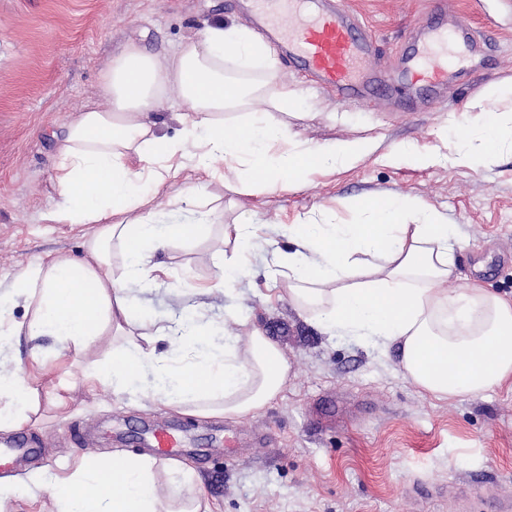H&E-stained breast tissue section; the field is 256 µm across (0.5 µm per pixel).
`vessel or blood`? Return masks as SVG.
Here are the masks:
<instances>
[{
	"label": "vessel or blood",
	"mask_w": 512,
	"mask_h": 512,
	"mask_svg": "<svg viewBox=\"0 0 512 512\" xmlns=\"http://www.w3.org/2000/svg\"><path fill=\"white\" fill-rule=\"evenodd\" d=\"M271 2L247 0L255 24L311 81L330 87L342 103L394 96L404 111H414L421 98L440 93L450 80L475 68L486 46L482 32L438 0L406 44L397 72L373 71L365 65L373 43L339 0H285L283 16L271 9ZM151 447L163 458L183 452L179 437L168 428L152 432ZM32 453L23 434H16L0 443V470Z\"/></svg>",
	"instance_id": "1"
}]
</instances>
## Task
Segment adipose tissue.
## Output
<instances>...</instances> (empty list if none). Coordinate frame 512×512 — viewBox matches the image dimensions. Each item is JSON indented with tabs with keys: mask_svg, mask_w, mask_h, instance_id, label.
<instances>
[{
	"mask_svg": "<svg viewBox=\"0 0 512 512\" xmlns=\"http://www.w3.org/2000/svg\"><path fill=\"white\" fill-rule=\"evenodd\" d=\"M179 100L172 117L177 136L159 134L154 115L170 91ZM107 107L88 105L65 124L52 179L58 191L43 213L49 224H94L82 257L56 255L28 264L0 295V352L16 336H52L77 349L106 331L124 332L139 315L128 294L156 287L168 269L158 261L178 241L209 236L214 215L199 212L187 224H163L148 210L146 188L161 187L176 168L210 179L238 169L258 192L292 188L320 171L357 163L369 139L298 148L285 113L301 110L297 90L281 84L274 53L244 25H209L201 38L172 54L128 45L99 86ZM269 110H254L256 100ZM233 110L237 121L224 113ZM455 164L496 165L512 152V113L484 111L480 123H454ZM351 221L306 218L283 228L293 248L274 251L273 274L286 278L288 299L329 334L363 339L396 351L405 378L422 392L450 399L477 396L512 382V297L471 283L452 288L453 225L431 208L394 197L350 202ZM234 244L218 285L233 291L246 254L260 246L261 225H225ZM23 307L25 320L13 317ZM246 350L229 336L215 338L205 314L189 310L155 326L150 345L116 347L111 362L93 372L114 395L143 394L182 414H253L281 392L290 364L281 347L248 326ZM170 344L156 353L154 341ZM36 394L22 369L0 372V428L28 419ZM148 455L116 454L80 462L68 475L33 473L32 482L57 489L60 512H164Z\"/></svg>",
	"mask_w": 512,
	"mask_h": 512,
	"instance_id": "ef3b65f1",
	"label": "adipose tissue"
}]
</instances>
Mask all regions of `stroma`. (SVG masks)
I'll list each match as a JSON object with an SVG mask.
<instances>
[{
    "label": "stroma",
    "instance_id": "stroma-1",
    "mask_svg": "<svg viewBox=\"0 0 512 512\" xmlns=\"http://www.w3.org/2000/svg\"><path fill=\"white\" fill-rule=\"evenodd\" d=\"M431 0H345L367 25L376 53L367 65L396 70L400 45L424 17ZM451 6L490 35L492 67L462 89L449 86L417 111L398 112L385 101H336L329 88L310 83L279 60L280 77L300 90L306 115L288 122L302 145L360 138L373 151L352 167L315 175L306 185L253 194L239 191L236 173L209 183L205 209L224 223L294 224L346 203L399 195L433 207L457 228V284L478 282L512 295V153L490 169L443 161L420 167L396 154L441 149L460 117L497 84L512 82V0H450ZM250 25L241 0H0V284L9 285L29 263L56 254L80 256L92 224H45L40 216L57 200L51 179L56 139L74 112L98 101L101 78L129 42L170 53L200 38L215 21ZM201 173L173 171L151 205L165 224H184L187 189ZM285 240L270 235L253 251L233 293L216 282L226 246L210 237L172 245L163 256L165 284L140 296L139 308L159 321L200 308L225 324L239 342L241 326L227 309L247 314L284 350L291 370L280 395L260 411L231 421L172 414L150 399L113 395L89 384L88 371L112 358L104 335L82 350L61 349L54 338L18 337L0 369L25 367L38 405L21 430L39 455L0 482L14 484L6 512H52L56 490L25 477L45 469L64 473L82 459L116 452L140 454L142 423L174 422L187 447L191 484L177 485L156 469L159 497L179 512L201 494L210 512H491L512 504V383L477 397L437 399L404 379L395 355L350 337L317 331L287 299L269 289L266 258Z\"/></svg>",
    "mask_w": 512,
    "mask_h": 512
}]
</instances>
